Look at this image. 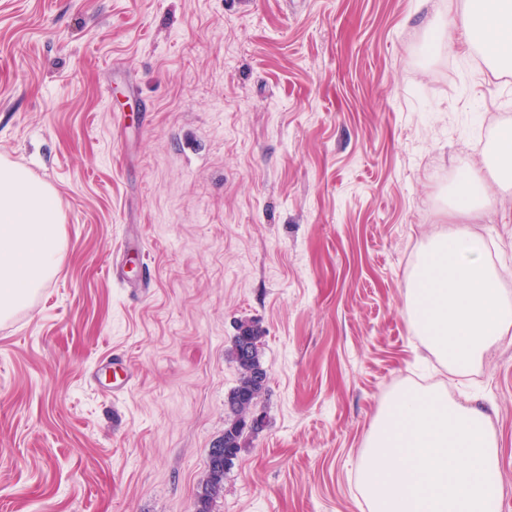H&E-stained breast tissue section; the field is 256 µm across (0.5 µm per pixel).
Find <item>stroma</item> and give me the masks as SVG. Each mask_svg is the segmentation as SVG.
Instances as JSON below:
<instances>
[{
	"mask_svg": "<svg viewBox=\"0 0 512 512\" xmlns=\"http://www.w3.org/2000/svg\"><path fill=\"white\" fill-rule=\"evenodd\" d=\"M466 0H0V157L52 186L66 249L0 323V512H196L239 377L267 371L210 512H369L380 400L490 411L512 512V332L468 373L405 314L454 185L512 129V72L437 29ZM512 265V186L469 222ZM130 385L113 393L107 352Z\"/></svg>",
	"mask_w": 512,
	"mask_h": 512,
	"instance_id": "obj_1",
	"label": "stroma"
}]
</instances>
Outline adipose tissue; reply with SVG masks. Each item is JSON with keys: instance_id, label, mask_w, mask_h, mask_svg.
Listing matches in <instances>:
<instances>
[{"instance_id": "obj_1", "label": "adipose tissue", "mask_w": 512, "mask_h": 512, "mask_svg": "<svg viewBox=\"0 0 512 512\" xmlns=\"http://www.w3.org/2000/svg\"><path fill=\"white\" fill-rule=\"evenodd\" d=\"M468 42L487 63L512 70V0H470ZM450 218H480L496 201L484 169L465 168ZM66 248L63 212L55 191L12 163L0 161V321L10 319L57 273Z\"/></svg>"}]
</instances>
